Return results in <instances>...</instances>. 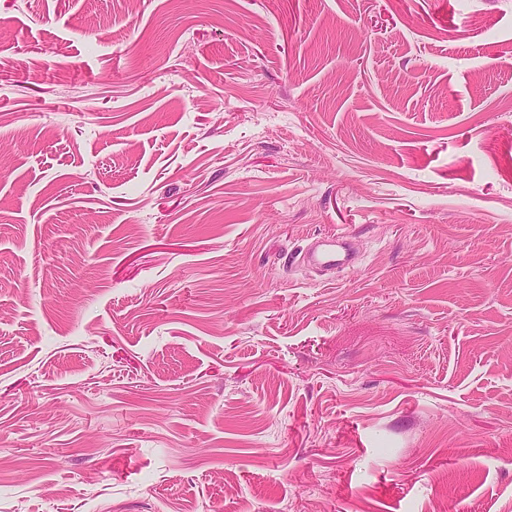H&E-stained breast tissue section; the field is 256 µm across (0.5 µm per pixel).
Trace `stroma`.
<instances>
[{"mask_svg": "<svg viewBox=\"0 0 512 512\" xmlns=\"http://www.w3.org/2000/svg\"><path fill=\"white\" fill-rule=\"evenodd\" d=\"M0 512H512V0H0ZM343 240V236H336V238L335 236H328L326 240H317L315 244L304 251L303 262L320 269L336 272L354 270L355 262L341 246ZM319 247L322 248L319 249ZM336 247H339V249H336Z\"/></svg>", "mask_w": 512, "mask_h": 512, "instance_id": "1", "label": "stroma"}]
</instances>
